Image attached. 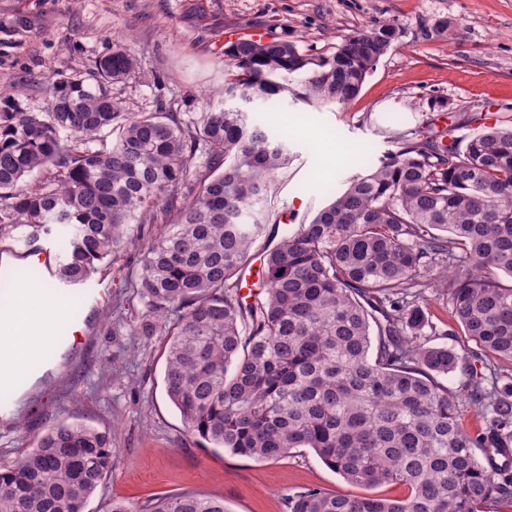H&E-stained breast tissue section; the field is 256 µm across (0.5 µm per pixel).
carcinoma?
<instances>
[{"label":"carcinoma","mask_w":512,"mask_h":512,"mask_svg":"<svg viewBox=\"0 0 512 512\" xmlns=\"http://www.w3.org/2000/svg\"><path fill=\"white\" fill-rule=\"evenodd\" d=\"M387 25L346 37L317 61L293 43L240 38L224 47V89L267 102L291 96L348 105L392 47ZM121 45L95 71L47 80L45 106L0 100V245L58 237L55 278L86 284L138 251L142 303L134 336L168 337L163 384L186 432L231 455L278 460L310 448L350 485H398L401 499L305 488L289 512H484L512 509V127L469 138L414 127L392 136L369 173L263 248L260 295L243 270L264 235V209L292 155L284 140L225 107L185 122L128 112L110 86L135 72ZM111 147L97 148L103 134ZM196 194L179 193L189 175ZM163 223L147 242L130 224ZM32 273L6 270L12 291ZM448 298L453 324L483 368L436 334L426 292ZM460 370L456 390L439 378ZM481 408L475 433L459 424ZM109 434L59 423L0 467V512H84L112 471ZM112 512H226L219 497H161Z\"/></svg>","instance_id":"obj_1"}]
</instances>
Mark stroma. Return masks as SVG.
Instances as JSON below:
<instances>
[{"label": "stroma", "mask_w": 512, "mask_h": 512, "mask_svg": "<svg viewBox=\"0 0 512 512\" xmlns=\"http://www.w3.org/2000/svg\"><path fill=\"white\" fill-rule=\"evenodd\" d=\"M381 24L395 29L396 40L348 106L285 98L250 108L286 138L292 154L267 211L268 227L280 234L309 223L351 177L366 172L369 159L391 150L394 132L429 125L466 136L489 112L512 125V0H0V97L14 95L24 80V105L39 111L49 77L92 70L118 43L137 68L113 84V98L131 112L160 107L187 119L222 100L220 49L229 31L259 26L319 59L344 37ZM113 31L118 39H110ZM287 114L308 136L283 124ZM322 131L353 147L347 162H328L315 139ZM139 271L130 253L103 266L92 279L110 291L101 305L87 289L68 292L70 321L54 348L28 378L0 388V467L66 421L112 437V471L85 512L180 494L222 497L227 512H288V496L308 487L351 492L311 449L260 462L203 447L186 433L164 391L165 337L146 341L129 331L141 303L124 282ZM76 322L87 327L79 344Z\"/></svg>", "instance_id": "35a3bbf8"}]
</instances>
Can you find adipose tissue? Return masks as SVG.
<instances>
[{
	"mask_svg": "<svg viewBox=\"0 0 512 512\" xmlns=\"http://www.w3.org/2000/svg\"><path fill=\"white\" fill-rule=\"evenodd\" d=\"M67 306L54 289L30 282L15 289L0 311V381L27 377L37 356L47 352Z\"/></svg>",
	"mask_w": 512,
	"mask_h": 512,
	"instance_id": "obj_1",
	"label": "adipose tissue"
}]
</instances>
